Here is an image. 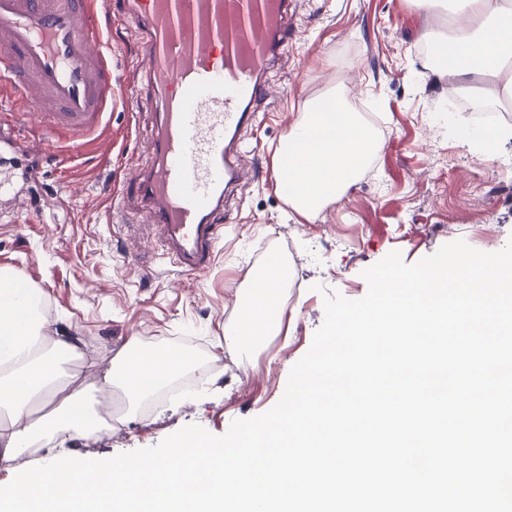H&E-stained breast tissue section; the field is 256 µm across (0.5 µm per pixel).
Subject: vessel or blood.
Wrapping results in <instances>:
<instances>
[{"label":"vessel or blood","mask_w":512,"mask_h":512,"mask_svg":"<svg viewBox=\"0 0 512 512\" xmlns=\"http://www.w3.org/2000/svg\"><path fill=\"white\" fill-rule=\"evenodd\" d=\"M139 24L156 133L133 176L169 264L206 271L224 236V199L242 167L231 154L252 125L262 74L288 43L289 0H122ZM92 0H0V80L47 135L95 131L112 102V64L94 47Z\"/></svg>","instance_id":"b4317fda"}]
</instances>
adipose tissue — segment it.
I'll return each mask as SVG.
<instances>
[{"instance_id": "ef3b65f1", "label": "adipose tissue", "mask_w": 512, "mask_h": 512, "mask_svg": "<svg viewBox=\"0 0 512 512\" xmlns=\"http://www.w3.org/2000/svg\"><path fill=\"white\" fill-rule=\"evenodd\" d=\"M454 25L447 35L427 36L429 58L441 78L462 95L512 99V0H452ZM384 142L345 98L329 93L314 100L291 126L278 150L276 188L298 215L309 218L341 197ZM288 267L270 258L254 272L224 338L236 353L259 350L284 315L281 288ZM33 289L0 272V465L38 441L65 444L89 434L99 415L98 389H117L128 408L151 399L187 367L167 354L130 340L111 359L97 386L64 367L79 359L68 338L44 340L45 319Z\"/></svg>"}]
</instances>
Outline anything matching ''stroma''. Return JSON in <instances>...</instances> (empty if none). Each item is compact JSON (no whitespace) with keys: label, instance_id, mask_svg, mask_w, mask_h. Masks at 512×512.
<instances>
[{"label":"stroma","instance_id":"obj_1","mask_svg":"<svg viewBox=\"0 0 512 512\" xmlns=\"http://www.w3.org/2000/svg\"><path fill=\"white\" fill-rule=\"evenodd\" d=\"M96 13L112 106L79 153L64 152L71 136L58 133L27 193L0 195V270L36 290L48 334L78 339L94 372L135 337L186 353L197 381L152 416L136 412L122 427L69 440L75 456L150 448L191 424L224 435L281 399L324 323L325 295L364 297L363 271L393 251L413 265L458 239L484 252L512 240V137L471 150L464 135L484 122L512 127V100H488L482 121L449 111L448 83L427 63L423 38L447 33V13L415 0H295L287 49L240 135L248 175L225 206L224 239L205 273H180L162 258L136 195L118 193L152 152L140 30L108 0H97ZM332 91L384 148L340 200L305 219L275 187L276 151L306 102ZM273 253L290 272L282 325L259 352H229L224 331Z\"/></svg>","mask_w":512,"mask_h":512}]
</instances>
